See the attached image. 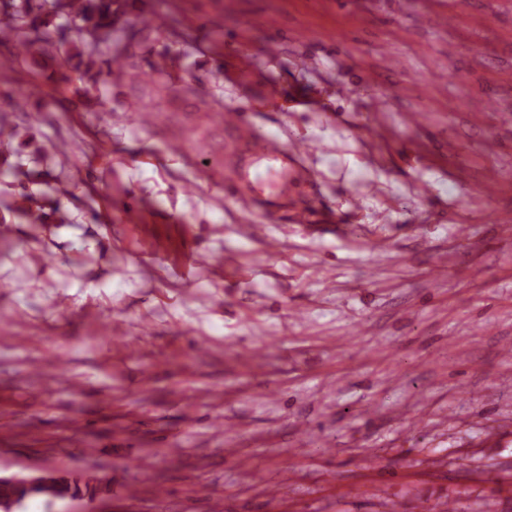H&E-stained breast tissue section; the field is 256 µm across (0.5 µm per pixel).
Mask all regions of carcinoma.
<instances>
[{
  "instance_id": "1",
  "label": "carcinoma",
  "mask_w": 512,
  "mask_h": 512,
  "mask_svg": "<svg viewBox=\"0 0 512 512\" xmlns=\"http://www.w3.org/2000/svg\"><path fill=\"white\" fill-rule=\"evenodd\" d=\"M126 0H10L0 20L6 22L7 31L0 35L13 41L19 53L16 60L30 56L34 59H50L58 68L62 81H69L67 70L72 61H77L79 79L85 81L83 88L87 106L92 112L107 111V102L96 93L98 85L112 77V57H102L100 47L106 46L115 55H124L121 39L115 37L116 18L125 12ZM74 15L80 21L82 39L62 43L57 39L62 16ZM98 488L89 483L56 474L47 481L29 487H19L9 482L0 483V512L3 506L17 504L22 509L34 498L53 499L71 493L94 496Z\"/></svg>"
}]
</instances>
